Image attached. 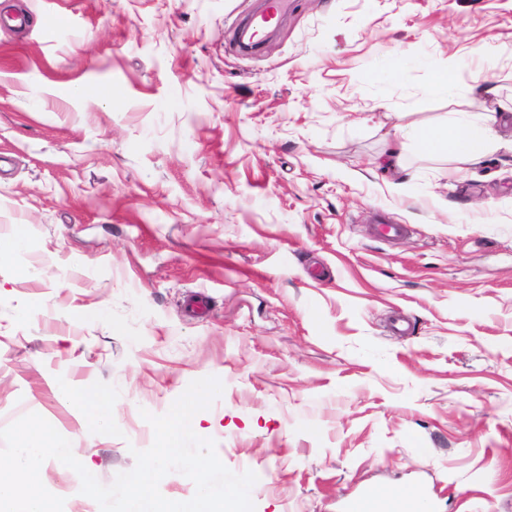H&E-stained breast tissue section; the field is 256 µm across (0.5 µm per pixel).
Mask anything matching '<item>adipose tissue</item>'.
I'll use <instances>...</instances> for the list:
<instances>
[{
  "mask_svg": "<svg viewBox=\"0 0 512 512\" xmlns=\"http://www.w3.org/2000/svg\"><path fill=\"white\" fill-rule=\"evenodd\" d=\"M497 113L447 119L433 130L412 128L410 134L425 152L450 156L461 161H472L488 148L499 145L496 133Z\"/></svg>",
  "mask_w": 512,
  "mask_h": 512,
  "instance_id": "ef3b65f1",
  "label": "adipose tissue"
}]
</instances>
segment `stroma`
Here are the masks:
<instances>
[{"label": "stroma", "mask_w": 512, "mask_h": 512, "mask_svg": "<svg viewBox=\"0 0 512 512\" xmlns=\"http://www.w3.org/2000/svg\"><path fill=\"white\" fill-rule=\"evenodd\" d=\"M258 4L0 0V429L41 415L109 485L212 376L200 435L255 512H512V151L402 136L512 102V0H288L246 53ZM429 512L431 504L422 492H417L409 499L395 498L390 494H379L373 489L365 490L359 498L346 505L348 512Z\"/></svg>", "instance_id": "obj_1"}]
</instances>
